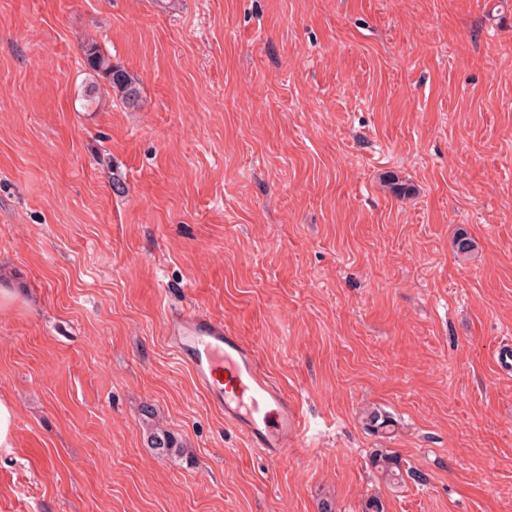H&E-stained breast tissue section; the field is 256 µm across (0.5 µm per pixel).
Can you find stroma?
<instances>
[{
  "label": "stroma",
  "instance_id": "1",
  "mask_svg": "<svg viewBox=\"0 0 512 512\" xmlns=\"http://www.w3.org/2000/svg\"><path fill=\"white\" fill-rule=\"evenodd\" d=\"M183 308L298 403L280 458L163 341ZM509 336L512 0H0V512H512ZM83 52L87 67L95 75L107 81L116 98L128 106H134L138 102V82L127 70L113 64L110 57L96 42L88 41L83 46ZM15 412L13 405L6 398L0 397V447L12 448ZM373 466L389 481L403 479L402 463L398 456L388 452H377L372 459Z\"/></svg>",
  "mask_w": 512,
  "mask_h": 512
}]
</instances>
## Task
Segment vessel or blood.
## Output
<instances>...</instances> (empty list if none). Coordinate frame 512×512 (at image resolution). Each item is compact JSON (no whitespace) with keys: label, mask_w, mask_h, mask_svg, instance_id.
I'll return each instance as SVG.
<instances>
[{"label":"vessel or blood","mask_w":512,"mask_h":512,"mask_svg":"<svg viewBox=\"0 0 512 512\" xmlns=\"http://www.w3.org/2000/svg\"><path fill=\"white\" fill-rule=\"evenodd\" d=\"M164 340L188 368L209 405L223 414L251 447L283 455L301 424L297 405L271 382L254 346L200 311H169Z\"/></svg>","instance_id":"b4317fda"}]
</instances>
